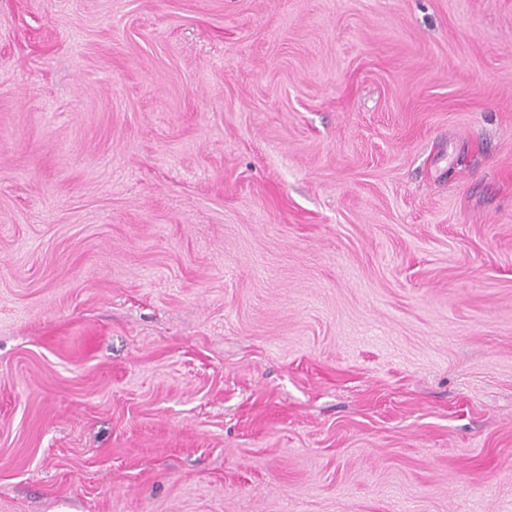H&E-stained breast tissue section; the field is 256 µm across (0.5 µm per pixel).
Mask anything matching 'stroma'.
Instances as JSON below:
<instances>
[{
	"mask_svg": "<svg viewBox=\"0 0 512 512\" xmlns=\"http://www.w3.org/2000/svg\"><path fill=\"white\" fill-rule=\"evenodd\" d=\"M0 512H512V0H0Z\"/></svg>",
	"mask_w": 512,
	"mask_h": 512,
	"instance_id": "1",
	"label": "stroma"
}]
</instances>
